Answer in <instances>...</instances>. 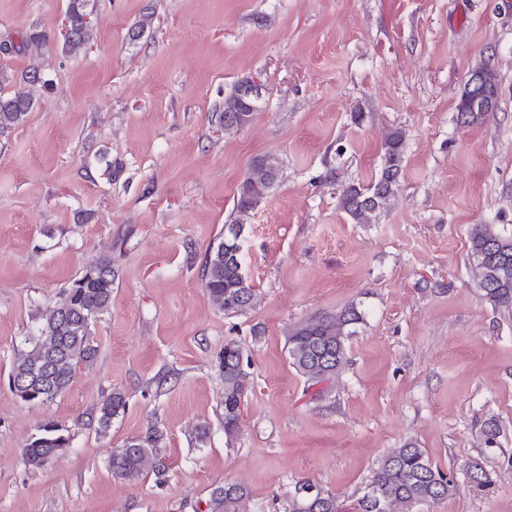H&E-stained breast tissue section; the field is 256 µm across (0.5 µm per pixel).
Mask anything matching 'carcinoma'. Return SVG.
I'll list each match as a JSON object with an SVG mask.
<instances>
[{"label":"carcinoma","mask_w":512,"mask_h":512,"mask_svg":"<svg viewBox=\"0 0 512 512\" xmlns=\"http://www.w3.org/2000/svg\"><path fill=\"white\" fill-rule=\"evenodd\" d=\"M91 0H69L66 19L68 27L61 44L67 55L77 56L87 49L93 38ZM54 41L43 29L31 27L16 38L0 41V55H23L29 64L19 77L0 70V132L22 124L38 99L51 90L52 82L39 63L43 52L53 49ZM482 76L485 96L475 102L469 89L462 91L458 112L473 121L491 111L496 104L497 80L489 65L473 70ZM10 84L18 88L6 92ZM242 84L224 98V111L218 120L224 130L241 128L240 116H253L257 100L241 92ZM384 167L376 182L365 188L349 184L342 189L340 207L356 224H371L377 211L398 189L402 171L404 137L394 129L384 144ZM279 174V162L273 156L254 160L251 171L238 186L236 217L228 225L234 238L224 237L209 254L202 273V287L208 299L227 314H241L254 301V289L247 280L240 259L241 229L251 212L267 197ZM469 259L477 285L484 299L491 304L512 307V233L504 234L495 224H475L469 235ZM116 271L112 262L100 260L87 265L82 273L62 289L59 299L46 309L38 327L25 337L17 348L10 370V382L23 383L36 379L52 367L47 375L49 390L31 397L26 391L13 392L30 403H47L64 393L72 384L80 367L93 364L97 347L91 339V326L112 302ZM364 320V312L355 304L332 312H321L293 325L286 338L291 364L308 386H316L336 377L347 361V343ZM250 360L244 358L239 344L229 341L220 355L224 371V434L234 437L241 414V398L249 378ZM126 406L124 394L115 390L98 408V423L107 430L112 419ZM163 433L155 427L143 437H132L112 451L109 466L112 474L131 480L156 470L153 450ZM70 446L69 437L51 421L43 424L23 448L29 465L41 468ZM373 495L362 494L354 504L355 512H412L420 504L435 502L452 495L455 481L440 467L431 463L426 452L413 443L392 450L378 461L367 483ZM304 482L297 487L290 512H342L336 495ZM248 489L238 483H226L210 492L207 512H245Z\"/></svg>","instance_id":"1"}]
</instances>
